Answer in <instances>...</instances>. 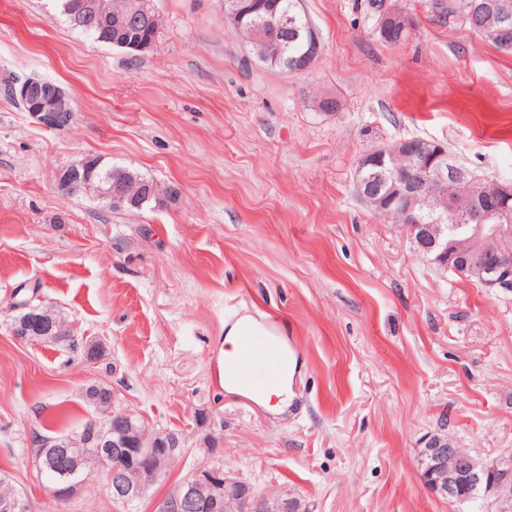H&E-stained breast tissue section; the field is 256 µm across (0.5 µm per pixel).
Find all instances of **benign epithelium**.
<instances>
[{
    "label": "benign epithelium",
    "mask_w": 512,
    "mask_h": 512,
    "mask_svg": "<svg viewBox=\"0 0 512 512\" xmlns=\"http://www.w3.org/2000/svg\"><path fill=\"white\" fill-rule=\"evenodd\" d=\"M490 10L507 25L512 22V0H493L478 11ZM142 9H134L125 0H85L83 21L93 23L106 18L116 21L117 34H122L124 22L139 17ZM11 95L16 100L27 101L36 93L45 97L32 103L29 114L46 129L56 130L68 124L74 115L73 101L58 84L39 78L8 82ZM419 156L424 159L422 175L411 178L406 174L403 160L407 158L405 146L395 149L379 146L370 150L360 160L363 170L376 163H388L394 176L384 182L375 177L362 179L361 197L374 209L387 215L403 211L407 229L416 249L424 254H434L441 260V268L457 270L465 266L480 284L491 290H512V226L493 224L500 211L498 200L512 197V184L493 181L494 192L480 200L479 208L460 212L454 203L438 216H432L428 196L448 178L461 176V167L448 156L444 144L422 140ZM84 167L79 161L57 179L58 189L70 193L78 188L86 195L107 199L114 208L137 207L140 196L123 185L102 189L91 179H73V171ZM463 220L475 219L466 225V232L453 235L444 216L448 213ZM31 312L29 318H14L13 333L22 340H34L31 332L48 331L50 336H72L75 326L58 321L57 311L48 305L24 306ZM94 407L104 418L93 420L94 447H88L87 434L57 438H42L33 450L34 468L46 488L59 502L70 501L83 482H52L51 471L57 462L67 461L73 471H79L84 461H94L88 473L102 472L105 489L115 502L130 503L141 499L145 493L166 476L160 466L138 472L136 479L129 474L135 470L134 457L145 454L157 459L177 457L180 442L166 438L155 430L149 421L132 409L118 410L105 393L95 397ZM421 478L433 495L449 501L474 499L483 493L489 512H512V468L507 469L495 461H487L457 447L446 434L434 432L422 441L418 449ZM0 512H29L26 495L20 491L0 500ZM158 512H306L296 497H284L270 492H259L252 486L231 477L220 462L210 461L196 467L180 481L159 503Z\"/></svg>",
    "instance_id": "benign-epithelium-1"
}]
</instances>
